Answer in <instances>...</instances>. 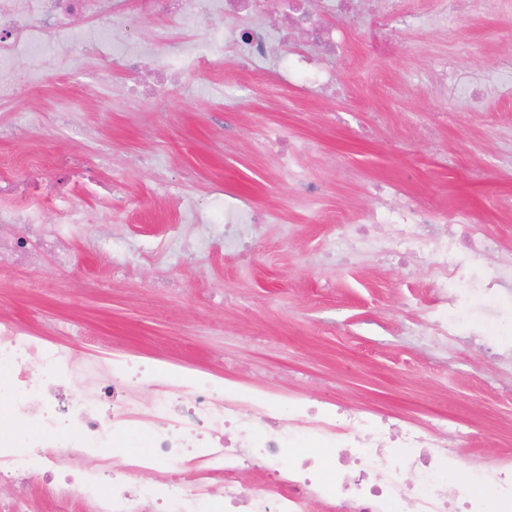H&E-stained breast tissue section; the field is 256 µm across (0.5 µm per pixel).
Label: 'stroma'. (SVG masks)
I'll list each match as a JSON object with an SVG mask.
<instances>
[{
  "mask_svg": "<svg viewBox=\"0 0 512 512\" xmlns=\"http://www.w3.org/2000/svg\"><path fill=\"white\" fill-rule=\"evenodd\" d=\"M127 36L178 53L182 31L161 16L131 14ZM76 70L36 78L26 56L14 63L17 91L0 108V157L20 178L65 176L64 160L87 155L111 195L80 196L92 222L70 242L71 260H44L40 275L20 269L0 281V317L42 335L77 319L90 336L65 337L76 360L108 349L140 356L155 379L174 371L248 390L266 379L283 393L343 402L448 426L463 449L456 480L512 454V369L458 331L448 346L426 334L434 269L427 259L379 263V243L354 244L348 264L326 254L344 224L376 207L377 189L417 193L449 216L478 212L512 257V222L499 201L512 197V98L487 97L472 111L435 82L452 58L456 81L475 82L512 62V0H475L462 25L434 30L396 23L377 53L369 22L349 29L331 66L341 87L327 97L291 78L271 90L272 72L242 69L231 53L219 65L181 75L174 89L142 99L122 63L82 53ZM36 112L40 123L17 116ZM302 145L295 168L322 185L316 197L292 184L275 147ZM265 211L241 253L210 225L206 253L145 261L182 223L215 198ZM471 328L512 347V299H483L471 283Z\"/></svg>",
  "mask_w": 512,
  "mask_h": 512,
  "instance_id": "stroma-1",
  "label": "stroma"
}]
</instances>
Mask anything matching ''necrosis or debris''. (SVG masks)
Masks as SVG:
<instances>
[{
    "label": "necrosis or debris",
    "instance_id": "4bbe7bcc",
    "mask_svg": "<svg viewBox=\"0 0 512 512\" xmlns=\"http://www.w3.org/2000/svg\"><path fill=\"white\" fill-rule=\"evenodd\" d=\"M272 0H138L144 15L177 21L217 13L234 19L260 16ZM362 0H281L288 18L307 32L311 52L274 55L275 32L254 29L249 39L231 46L245 66L275 57L281 74L302 78L321 89L336 84L325 63L345 42L343 27L321 23L315 6L340 17L356 13ZM468 0H413L409 10H381L375 29L393 20L421 25L462 21ZM128 11V0H0V104L15 96L10 79L19 53L30 55L39 71L75 67L66 49L77 22H85L89 45L100 56L120 54L127 68L145 58L135 46L117 50L115 28ZM220 29L192 33V46L181 49L180 62L158 59L157 83L167 86L174 70L205 71L215 58L199 54L195 42L222 38ZM73 184L41 177L19 180L0 162V276L29 267V242L52 253L59 265L70 257L61 244L87 223L84 210L71 198ZM52 220H45V212ZM467 231L449 237L446 215L413 200L380 199L360 224L346 229L342 240L368 236L383 224L393 227L390 252L400 259L425 244L430 260L449 279L460 280L493 249L471 214L456 216ZM29 228L30 240L11 234L14 225ZM437 293L427 328L444 344L455 328L460 307L448 281ZM35 335L12 320L0 319V395H7L11 417L38 434L24 440L0 432V486L13 490L0 498V512H31L28 487L34 475L57 484V500L68 505L88 500L93 512H309L320 503L326 512H512V455L470 474L472 492L452 478L463 456L449 447L443 423H412L367 410H335L312 405L299 394L281 396L271 390H225L213 398L212 383L189 377L149 380L146 368L119 354L101 350L76 363L62 337ZM80 395L63 401L60 388ZM89 448L101 466L67 473L69 449ZM264 465L258 482L241 483L240 473L255 462ZM152 473L165 485L155 497L138 478Z\"/></svg>",
    "mask_w": 512,
    "mask_h": 512
}]
</instances>
